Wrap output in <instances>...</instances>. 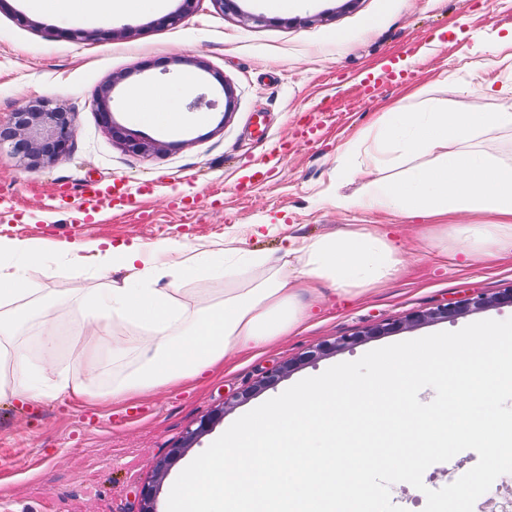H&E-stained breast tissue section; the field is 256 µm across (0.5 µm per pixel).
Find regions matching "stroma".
I'll return each mask as SVG.
<instances>
[{
  "mask_svg": "<svg viewBox=\"0 0 512 512\" xmlns=\"http://www.w3.org/2000/svg\"><path fill=\"white\" fill-rule=\"evenodd\" d=\"M179 6V0H166L160 12L79 23L38 12L28 0H0V118L42 99L75 117L69 153L53 166L28 168L0 153V212L15 208L27 217L23 224L0 222V236L57 248L96 241H168L190 248L230 242L275 259L292 237L381 224L401 248L405 270L362 294L325 290L296 331L262 350L228 354L223 370L199 383L159 388L139 399L145 412L135 419L125 418V401L98 405L92 419L81 404L65 399L0 401V512H138L139 491L151 481L157 484L156 508L166 512L179 474L225 424L298 381L379 347L512 318V307L504 306L374 338L302 366L246 402H233L267 368L324 340L512 287V258L464 265L444 257L440 241L422 238L419 220L335 204L363 193V179L344 170L342 154L382 112H414L429 103L453 111L460 89L512 77L477 46L478 36L512 30V0H306L288 14L267 12L259 0H238L234 13L223 12L216 0H197L182 22L160 25L161 15ZM76 29L90 32L91 40L69 38ZM194 58L204 63L197 83L191 92H178L181 62ZM109 83L115 121L161 144L160 152L146 158L127 152L100 126L96 94ZM135 83L175 92L183 111L197 95L221 98L227 83L235 91L233 110L204 109L201 124L150 125L131 111L127 89ZM314 123L317 135L306 137ZM282 143L288 153L281 165L266 182L239 194L238 177ZM115 179L151 183L155 190L125 213L105 212L80 227L55 205V195L83 181ZM28 275L39 298L57 302L54 366L84 381V364L70 350L81 319L73 300L122 281L125 271L85 277L45 257L32 263ZM216 410L224 413L222 423L155 479L154 463ZM477 461L476 452L465 450L433 464L423 474V488L392 484L391 500L405 512H423L425 489L453 483Z\"/></svg>",
  "mask_w": 512,
  "mask_h": 512,
  "instance_id": "1",
  "label": "stroma"
}]
</instances>
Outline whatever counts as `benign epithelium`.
Masks as SVG:
<instances>
[{
  "label": "benign epithelium",
  "instance_id": "benign-epithelium-1",
  "mask_svg": "<svg viewBox=\"0 0 512 512\" xmlns=\"http://www.w3.org/2000/svg\"><path fill=\"white\" fill-rule=\"evenodd\" d=\"M111 88L104 87L96 96V112L99 123L112 136V140L136 155H150L160 151V146L136 138L129 129L116 124L109 105ZM75 133L74 116L47 100L32 101L12 113L5 123L0 122V150L10 148V153L20 158L28 167L37 168L55 164L69 152ZM500 306H512V288L495 295L476 294L465 300L438 305L425 311H417L403 321L376 323L350 336H340L333 341H324L314 349L303 353L296 361L272 368L253 385L236 395L239 401H246L264 389L274 386L299 366L313 362L323 356L341 350L351 349L367 340L397 333L419 325L454 321L470 313L481 312ZM223 417L221 412L203 416L196 428L190 429L182 443L170 449L165 459L157 464V470L164 471L184 448H189L199 437L209 432Z\"/></svg>",
  "mask_w": 512,
  "mask_h": 512
}]
</instances>
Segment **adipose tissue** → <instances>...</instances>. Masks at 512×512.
Instances as JSON below:
<instances>
[{
    "mask_svg": "<svg viewBox=\"0 0 512 512\" xmlns=\"http://www.w3.org/2000/svg\"><path fill=\"white\" fill-rule=\"evenodd\" d=\"M163 0H34L38 10L76 21L134 17ZM499 108L487 112L478 102L451 112L431 105L423 112H387L347 152L346 171L363 174L364 160L398 169L393 179L368 181L363 194L341 198L346 209H369L425 220V236L455 240L466 261L484 262L512 256V161L489 153L485 144L503 132L512 133V79L486 85ZM132 107L139 119L152 124L192 121L176 112L163 90L134 87ZM487 213L486 223L459 224L461 214ZM45 244L0 239V397L51 394L77 402L120 401L150 395L159 387H179L219 371L228 353H245L270 346L296 330L307 315L309 298L328 283L337 291H364L384 284L403 269L399 248L382 225L354 226L317 238L293 240L279 263L238 247L192 249L140 243L97 249L98 270H128L129 276L109 288L79 295L76 303L86 322L84 335L73 337L71 348L89 375L100 370L104 354L91 344L94 336L112 329L134 327L132 344L112 348L113 360L135 354L137 363L125 376L103 390L74 382L62 368L39 370L30 380L18 374L28 363L26 349L15 343L22 324L40 322V349L54 358L58 346L52 326L53 306L29 305L28 266ZM165 268L173 277L192 271L210 278L231 279L253 268L257 274L244 289H213L202 305L189 306L176 286L157 287L155 275Z\"/></svg>",
    "mask_w": 512,
    "mask_h": 512,
    "instance_id": "adipose-tissue-1",
    "label": "adipose tissue"
}]
</instances>
